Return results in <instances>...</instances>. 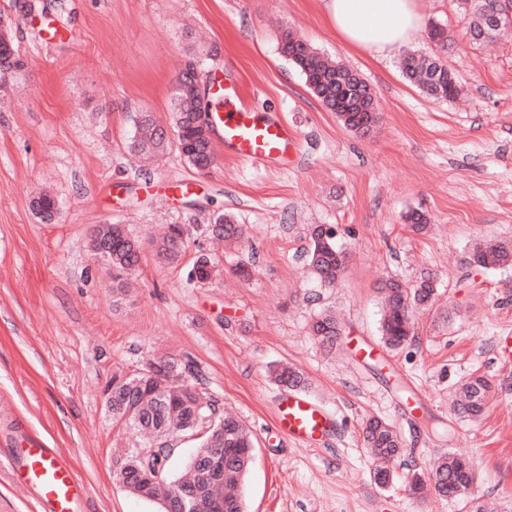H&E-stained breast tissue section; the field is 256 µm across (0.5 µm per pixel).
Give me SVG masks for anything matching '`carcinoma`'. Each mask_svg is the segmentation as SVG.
Masks as SVG:
<instances>
[{
	"label": "carcinoma",
	"mask_w": 512,
	"mask_h": 512,
	"mask_svg": "<svg viewBox=\"0 0 512 512\" xmlns=\"http://www.w3.org/2000/svg\"><path fill=\"white\" fill-rule=\"evenodd\" d=\"M472 3V11L463 17L462 37L472 42L491 40L512 26V19L502 12L498 0H464ZM498 16L496 25L490 19ZM0 22L6 32L0 38V79L23 67L13 34L11 19ZM278 46L288 53L287 60L303 75L305 83L323 107L336 113L343 125L358 133L361 127L371 129L377 113L364 110L365 104L350 98V108L336 106V79L351 78L361 84V93L371 96L366 81L355 71L320 53L294 32L282 31ZM404 77L418 86L426 97L436 101H451L461 92L457 76L444 64L441 55H420L409 52L401 58ZM173 137L157 126L153 116L144 112L131 137L129 148L147 159L164 153L169 144L179 151L196 171L209 170L215 164V151L210 137V126L200 121L207 112L200 97H191L181 90L173 91ZM32 207L43 219H52L58 204L50 194L43 193L32 202ZM212 236L221 241L240 240L244 226L234 216L219 214ZM311 244L306 252V266L322 286L336 284L346 267V253L337 245L335 235L323 231L322 226L310 229ZM100 241L107 252L96 255L112 271L113 304L120 305L129 295L131 278L142 261V244L121 224H100L90 235L89 246ZM187 244V229L171 224L155 243L157 256L169 263L180 261ZM512 262V241L503 240L478 246L472 250L469 263L492 269ZM188 271V282L210 278L214 264L207 254L199 255ZM385 308L380 321V340L390 351H398L415 340L413 314L432 307L438 296L435 282L422 279L409 286L390 278L382 283ZM312 333L327 351L336 347L341 328L334 313L319 314L312 323ZM188 364L169 356L149 361L131 376H113L105 388V400L114 419L131 429L150 433L153 439L133 450L120 460L115 476L128 487L132 495L153 501L159 512H167L164 505L171 492L183 486L197 490L200 496L187 504L186 512H245L243 487L253 462V442L249 430L236 416L218 414L215 404L199 392L186 374ZM278 385L288 389L305 390L307 378L291 365L271 369ZM492 386L483 376H472L462 384L455 400L456 412L462 418L475 420L486 407ZM189 435L198 446L187 457L179 470L171 463L179 454L175 444L177 435ZM365 445L379 463L376 475L389 476V465L401 456L402 440L387 421L373 417L363 429ZM445 497L463 495L475 482V472L464 456L453 451L440 454L427 469L412 471L408 486L416 492L424 482Z\"/></svg>",
	"instance_id": "carcinoma-1"
}]
</instances>
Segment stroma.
<instances>
[{
  "label": "stroma",
  "instance_id": "stroma-1",
  "mask_svg": "<svg viewBox=\"0 0 512 512\" xmlns=\"http://www.w3.org/2000/svg\"><path fill=\"white\" fill-rule=\"evenodd\" d=\"M16 32L25 62L0 84V453L28 437L59 449L87 488L86 512H157L115 478V462L140 436L113 422L102 389L153 354L191 361L196 385L250 428L255 459L245 512H512V265L470 267L474 246L512 239V32L463 39L459 0H422L427 23L450 36L443 59L463 84L453 101L427 99L382 61L346 46L319 0H40ZM290 29L349 66L378 98L368 133L347 129L281 56ZM200 59L202 84L240 85L250 111L287 123L296 154L285 168L218 152L201 174L176 147L144 162L128 142L136 113L171 123L177 74ZM174 181L188 191L172 195ZM52 220L31 208L39 192ZM428 218L413 231L409 212ZM219 212L246 227L244 242L213 244ZM121 224L143 258L127 303L112 304V277L89 248L91 230ZM169 224L191 233L178 264L158 262L152 235ZM312 224L333 227L347 254L333 288L303 268ZM216 276L188 283L200 253ZM255 267L251 280L233 272ZM436 280L437 303L415 316L416 340L391 352L380 341L381 280ZM331 310L342 334L324 352L309 334ZM374 348L358 361L352 341ZM290 363L332 414L334 432L306 447L279 432L282 387L270 365ZM495 387L479 422L454 415L449 398L470 374ZM407 394L399 396L394 386ZM377 415L404 452L379 487L364 447ZM455 449L474 464L469 496L417 498L411 466Z\"/></svg>",
  "mask_w": 512,
  "mask_h": 512
}]
</instances>
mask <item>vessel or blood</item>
Segmentation results:
<instances>
[{
	"label": "vessel or blood",
	"mask_w": 512,
	"mask_h": 512,
	"mask_svg": "<svg viewBox=\"0 0 512 512\" xmlns=\"http://www.w3.org/2000/svg\"><path fill=\"white\" fill-rule=\"evenodd\" d=\"M212 94L221 108L210 119L225 148L252 163H288L295 140L286 123L249 111L235 88L218 82ZM275 424L289 438L315 446L330 436L333 419L305 391L292 389L277 401ZM13 455L19 460L13 468L18 484L35 494L42 512H79L86 487L55 449L34 440Z\"/></svg>",
	"instance_id": "obj_1"
}]
</instances>
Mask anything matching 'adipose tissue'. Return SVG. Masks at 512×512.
Returning a JSON list of instances; mask_svg holds the SVG:
<instances>
[{"mask_svg": "<svg viewBox=\"0 0 512 512\" xmlns=\"http://www.w3.org/2000/svg\"><path fill=\"white\" fill-rule=\"evenodd\" d=\"M325 20L348 46L377 60L394 56L421 34V0H319Z\"/></svg>", "mask_w": 512, "mask_h": 512, "instance_id": "1", "label": "adipose tissue"}]
</instances>
